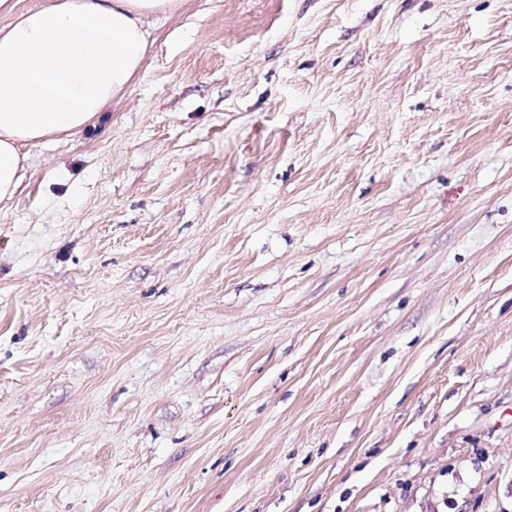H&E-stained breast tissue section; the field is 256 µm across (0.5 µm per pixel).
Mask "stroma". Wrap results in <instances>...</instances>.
<instances>
[{"label":"stroma","instance_id":"stroma-1","mask_svg":"<svg viewBox=\"0 0 512 512\" xmlns=\"http://www.w3.org/2000/svg\"><path fill=\"white\" fill-rule=\"evenodd\" d=\"M0 203V512H512V0H184Z\"/></svg>","mask_w":512,"mask_h":512}]
</instances>
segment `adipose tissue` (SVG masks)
I'll return each instance as SVG.
<instances>
[{
	"label": "adipose tissue",
	"instance_id": "obj_1",
	"mask_svg": "<svg viewBox=\"0 0 512 512\" xmlns=\"http://www.w3.org/2000/svg\"><path fill=\"white\" fill-rule=\"evenodd\" d=\"M183 0H44L0 27V201L25 176L26 147L86 130L122 98L145 61L150 20Z\"/></svg>",
	"mask_w": 512,
	"mask_h": 512
}]
</instances>
